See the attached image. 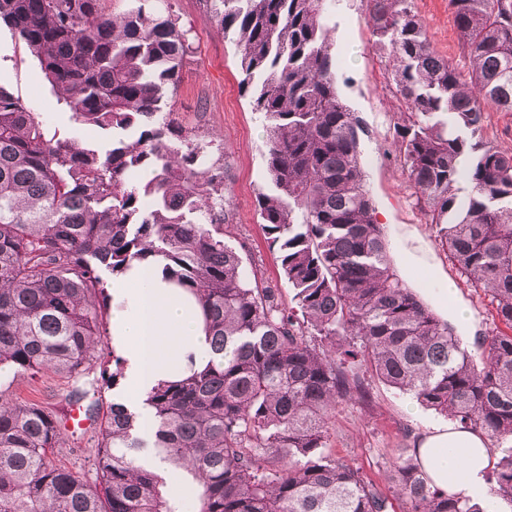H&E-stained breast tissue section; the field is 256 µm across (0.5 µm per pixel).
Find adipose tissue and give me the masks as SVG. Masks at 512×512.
I'll return each mask as SVG.
<instances>
[{"mask_svg": "<svg viewBox=\"0 0 512 512\" xmlns=\"http://www.w3.org/2000/svg\"><path fill=\"white\" fill-rule=\"evenodd\" d=\"M404 265L406 274L435 284L440 303L449 304L462 323H469L468 309L455 301L456 289L440 274L435 260L409 257ZM110 332L123 389L131 398L145 395L158 383L182 379L211 358L194 296L136 262L112 278ZM414 446L423 471L438 487L455 495L486 496L485 473L494 458L483 433L438 422L423 431Z\"/></svg>", "mask_w": 512, "mask_h": 512, "instance_id": "1", "label": "adipose tissue"}]
</instances>
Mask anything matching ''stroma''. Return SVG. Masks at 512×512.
<instances>
[{"label":"stroma","instance_id":"obj_1","mask_svg":"<svg viewBox=\"0 0 512 512\" xmlns=\"http://www.w3.org/2000/svg\"><path fill=\"white\" fill-rule=\"evenodd\" d=\"M182 24L189 31L193 51L181 73L175 98L169 108L177 122L198 131L214 145L230 152L226 192L234 211L236 237L245 241L246 268L258 270L264 279L290 301L293 291L279 275L278 254L269 246L257 213L256 196L267 184L264 130L258 113L239 89L241 79L235 46L225 39L214 22L208 0H173ZM417 13L426 21L434 49L454 62L462 55L448 0H415ZM328 15L332 33L336 71L341 92L351 109L362 118L366 133L361 138L360 162L381 227L402 224L412 231L417 245L433 257L441 273L452 281L460 303L472 313L469 326H457L456 333L472 354H479L478 337L495 332L499 324L492 316L488 296L470 287L436 241L437 228L428 224L408 197L406 177L391 145L393 126L404 110L389 85L385 60L373 44L367 24V0H329ZM0 84L8 86L33 111L38 112L50 130L80 143L106 148L107 137L89 132L74 122L66 104L59 101L43 78L35 59L0 27ZM373 401L370 405L344 402L337 406L334 431L328 451L358 466L382 493H390L391 470L402 449L412 447L427 424L436 420L434 411L410 410L409 395L370 379ZM66 378L48 372L28 380L0 375V393L10 397L41 400L57 414L68 405ZM64 444L56 449V463L80 471L95 480L90 433L64 431Z\"/></svg>","mask_w":512,"mask_h":512}]
</instances>
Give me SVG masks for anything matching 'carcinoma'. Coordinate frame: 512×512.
Instances as JSON below:
<instances>
[{"label":"carcinoma","mask_w":512,"mask_h":512,"mask_svg":"<svg viewBox=\"0 0 512 512\" xmlns=\"http://www.w3.org/2000/svg\"><path fill=\"white\" fill-rule=\"evenodd\" d=\"M0 0L4 23L101 151L48 136L0 85V373L68 379L97 423L96 480L51 459L62 421L0 395V512H182L152 454L198 489V512H512V445L474 501L433 485L416 453L381 493L324 449L341 402L369 401L362 372L488 440L512 442V334L479 359L408 287L387 254L360 164L362 120L342 100L327 0H210L266 133L257 211L293 290L247 271L229 241V164L165 111L192 52L170 0ZM368 24L405 105L392 146L426 223L466 283L512 329V148L484 136L512 112V0H448L467 73L431 45L413 0H368ZM162 265L191 291L215 356L156 387L150 440L105 404L93 371L108 335L103 273Z\"/></svg>","instance_id":"obj_1"}]
</instances>
